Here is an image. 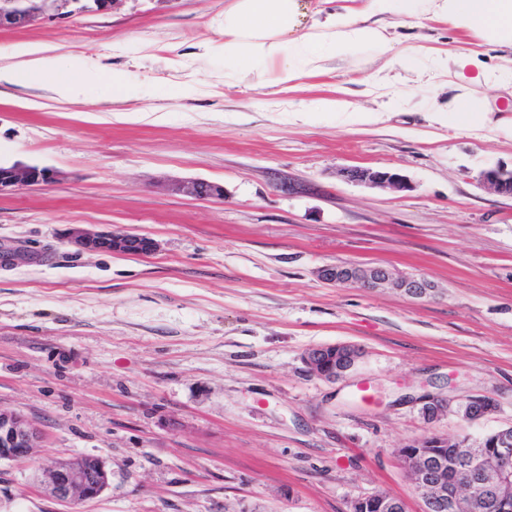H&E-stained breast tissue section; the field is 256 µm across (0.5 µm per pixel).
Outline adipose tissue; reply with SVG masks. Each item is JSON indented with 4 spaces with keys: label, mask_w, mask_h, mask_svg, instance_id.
I'll use <instances>...</instances> for the list:
<instances>
[{
    "label": "adipose tissue",
    "mask_w": 512,
    "mask_h": 512,
    "mask_svg": "<svg viewBox=\"0 0 512 512\" xmlns=\"http://www.w3.org/2000/svg\"><path fill=\"white\" fill-rule=\"evenodd\" d=\"M397 19L416 26L428 19L444 20L482 41L512 49V0H373L363 8L342 7L321 21L312 18L308 0H231L224 10L223 40L207 42L204 49L223 55L225 77H234L248 65L271 85L323 73L328 60H348L363 48L371 49L389 67L405 68L419 49H400L390 33ZM476 62V57L460 50L436 58V68L447 74L456 94L447 109L431 107L434 121H441L444 112L450 111L462 124L482 123L485 110L473 98L472 85L493 88L506 81L507 75L496 67L467 75V67ZM63 69L69 76L55 82L56 95L71 103L81 102L88 81L84 59L61 58L44 45L18 46L13 62L0 66V80L40 83Z\"/></svg>",
    "instance_id": "adipose-tissue-1"
}]
</instances>
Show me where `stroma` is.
Wrapping results in <instances>:
<instances>
[{"instance_id":"obj_1","label":"stroma","mask_w":512,"mask_h":512,"mask_svg":"<svg viewBox=\"0 0 512 512\" xmlns=\"http://www.w3.org/2000/svg\"><path fill=\"white\" fill-rule=\"evenodd\" d=\"M229 0H119L0 29V66L23 43L79 55L84 100L0 83V163L62 180L0 196V406L35 422L39 448L0 462V512H347L381 490L423 512L398 448L430 434L480 440L512 426V199L479 173L512 167V138L456 118L431 121L417 92L377 121L302 105L376 108L369 50L325 73L268 86L225 83ZM405 45L512 50L445 22L397 21ZM137 98L110 91L113 73ZM394 169L407 191L341 179ZM224 187L220 200L167 191ZM154 238L149 256L89 253L70 225ZM379 264L436 286L414 299L320 281L325 265ZM348 343L347 375L311 373L307 350ZM496 400L467 421H429L421 396ZM101 458L109 485L61 503L37 481L49 459ZM301 115L306 118L307 112H351V115L361 113L364 119H374L378 117L379 111L360 110L352 107V104L340 100H320L312 105L304 106L297 110ZM172 194L184 195L196 200H220L224 197V187L218 183L204 179L175 181L168 185Z\"/></svg>"}]
</instances>
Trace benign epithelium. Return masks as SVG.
I'll list each match as a JSON object with an SVG mask.
<instances>
[{"mask_svg": "<svg viewBox=\"0 0 512 512\" xmlns=\"http://www.w3.org/2000/svg\"><path fill=\"white\" fill-rule=\"evenodd\" d=\"M80 0H0V29L23 28L39 20H50L66 15L65 9ZM344 180L370 188H388L405 191L410 188L407 178L392 169L345 168L341 171ZM58 170L16 162L0 164V196L13 194L25 187L52 183L60 180ZM479 181L495 193L512 197V168L495 166L480 172ZM168 190L196 200L224 199V186L204 179L175 181ZM68 239L81 250L114 254L143 256L158 248L155 239L138 234L118 232H91L81 227H71ZM321 280L336 286L358 285L376 289L392 285L403 295L424 298L432 295L434 285L414 276H396L384 266H323L318 270ZM356 347L351 344H331L312 348L304 355V362L314 374L327 380L343 377L356 364ZM346 361L344 367L336 366V354ZM501 443L489 452L476 455L468 448L460 450L452 467L457 471V481L447 488L433 474L420 466L413 472L416 490L419 492L424 512H437L447 500L455 501L480 486L488 496L495 495L499 488L512 482V437L507 432L500 435ZM41 430L22 414L0 407V461H15L27 458L39 447ZM43 489L54 500L71 503L99 497L109 485L105 463L92 455H80L63 460H54L43 468Z\"/></svg>", "mask_w": 512, "mask_h": 512, "instance_id": "benign-epithelium-1", "label": "benign epithelium"}]
</instances>
